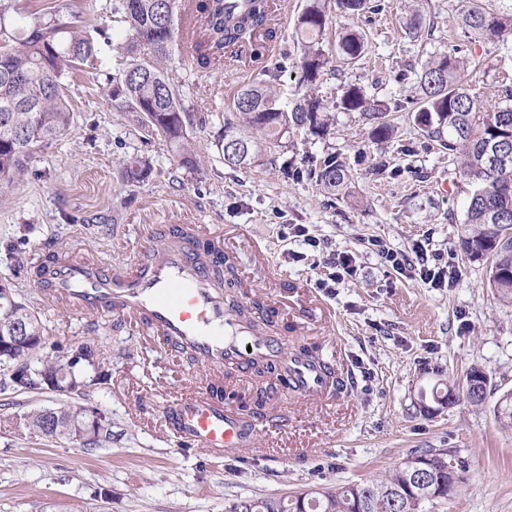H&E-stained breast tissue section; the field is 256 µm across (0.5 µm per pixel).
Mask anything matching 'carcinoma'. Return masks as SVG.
<instances>
[{
	"label": "carcinoma",
	"mask_w": 512,
	"mask_h": 512,
	"mask_svg": "<svg viewBox=\"0 0 512 512\" xmlns=\"http://www.w3.org/2000/svg\"><path fill=\"white\" fill-rule=\"evenodd\" d=\"M112 14L124 25L122 44L136 56L134 63L112 78V101L132 122L175 146L184 163L197 165V148L190 138L193 115L187 112L179 89L165 76L164 63L186 42L192 48L188 59L208 69L224 52L246 44L262 31L271 33L269 0H115ZM327 25L320 0H308L298 18L300 79L306 85L315 83L330 63L322 48ZM461 25L487 40L512 34V0H471ZM365 43L364 34L346 31L339 39L338 54L344 61L356 60L364 52ZM454 52V56L427 62L418 72L421 101L414 121L448 154L460 158V175L471 193L464 220L468 233L461 236L459 247L472 261H489L490 287L502 300L512 301V105L498 106L491 112L481 110L471 83L482 63L469 48H456ZM97 53L92 36L70 23L39 17L27 21L14 5L0 3L1 196L23 180L37 149L70 130L73 112L67 103L63 75L93 64ZM341 105L366 116L373 125L374 139L392 137L387 108L371 101L359 87L349 86ZM330 127L319 98H299L287 110L270 90L250 86L237 93L230 116L224 118V137L241 139L248 160L225 152L224 162L246 167L258 162L268 149L283 146V139L292 129L323 137ZM308 174L328 192L335 191L349 177L345 164L334 155L320 163L312 162ZM233 304L256 326H271L262 302L243 305L235 300ZM22 318L28 319L26 335L36 340L14 349L9 356L0 355V366L14 369L10 388L37 392L48 387L47 378L59 386H86L84 372L64 365L65 359L56 350H46L45 327L39 316L0 295V331L13 329ZM462 394L475 405L484 400L472 396L466 384H450L441 395L433 392V398H458ZM86 411L85 406L57 408L52 427L48 414L40 411L27 417V426L47 437L68 438L69 423L83 420ZM418 454L427 470L428 486L446 487L452 481L461 484L467 460L455 457L453 473L435 451L425 449ZM439 501L441 498L431 493L410 490L400 465L381 480L310 493L302 501L255 499L252 512H422L424 503Z\"/></svg>",
	"instance_id": "cac0c4a2"
}]
</instances>
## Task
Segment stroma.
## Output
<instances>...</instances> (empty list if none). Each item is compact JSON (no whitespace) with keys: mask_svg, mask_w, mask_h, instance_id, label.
<instances>
[{"mask_svg":"<svg viewBox=\"0 0 512 512\" xmlns=\"http://www.w3.org/2000/svg\"><path fill=\"white\" fill-rule=\"evenodd\" d=\"M379 9L351 15L325 0L332 22L323 48L334 61L313 87L300 81L296 19L306 0H271L273 40L257 38L241 57L201 73L173 53L165 72L186 107L199 117L191 131L204 156L183 164L161 136L129 123L115 107L110 77L131 56L100 48L94 65L64 78L73 124L36 151L25 178L0 197V250L14 244L28 265L66 243L115 267L133 259L154 225L241 226L224 237L242 303L258 298L280 307L290 324L344 358L349 390L329 405L289 401V422L261 430L255 446L224 456L183 443L165 414L209 374L179 353L152 346L134 322L116 315H83L45 303L26 274L0 254V285L29 305L45 326V342L72 354L83 345L101 356L109 379L79 393L45 389L0 391V512H227L234 503L322 491L384 477L417 449L451 448L470 466L457 495L432 512H512V429L494 409L512 390V303L488 283L489 264L459 248L469 188L457 164L408 120L420 89L416 73L466 38L460 24L469 0H375ZM22 13L60 16L93 32L117 35L112 0H18ZM423 18L431 33L410 34ZM364 31L355 62L337 59L336 37ZM483 67L474 89L483 109L512 87V37L476 40ZM279 69L282 101L318 96L333 118L329 135L291 131L282 148L245 168L226 166L219 147L224 115L243 88L267 83ZM390 107L397 119L390 140L377 143L361 113L341 109L348 85ZM336 155L349 178L342 191L323 192L306 175L308 158ZM150 166L140 183L122 179L127 161ZM320 247L307 244V237ZM412 254L423 245L454 271L444 287L387 266L371 240ZM266 254L259 264L255 251ZM355 257L356 279L325 294L314 283L327 251ZM489 377L483 404L421 402V392L462 380L470 368ZM85 405L105 418L112 439L89 449L20 427L25 415Z\"/></svg>","mask_w":512,"mask_h":512,"instance_id":"obj_1","label":"stroma"}]
</instances>
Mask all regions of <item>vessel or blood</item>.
<instances>
[{
    "instance_id": "1",
    "label": "vessel or blood",
    "mask_w": 512,
    "mask_h": 512,
    "mask_svg": "<svg viewBox=\"0 0 512 512\" xmlns=\"http://www.w3.org/2000/svg\"><path fill=\"white\" fill-rule=\"evenodd\" d=\"M223 236L222 229L200 224L161 226L129 269L118 271L71 251L49 262L34 286L48 304L134 320L162 348L191 353L212 380L228 369L246 373L254 362L279 360L295 394L315 403L333 399L350 380L344 361L313 362L289 349L287 338L265 335L232 309L214 263L201 253L204 241ZM172 427L211 452L248 447L258 432L256 421L206 390L181 400Z\"/></svg>"
}]
</instances>
